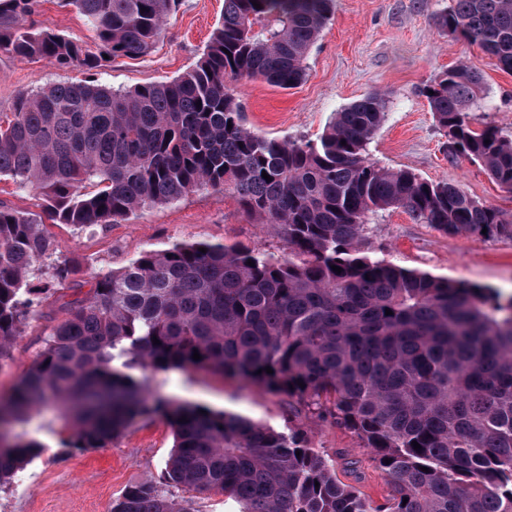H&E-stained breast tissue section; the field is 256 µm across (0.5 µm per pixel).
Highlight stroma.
I'll return each mask as SVG.
<instances>
[{"instance_id":"1","label":"stroma","mask_w":512,"mask_h":512,"mask_svg":"<svg viewBox=\"0 0 512 512\" xmlns=\"http://www.w3.org/2000/svg\"><path fill=\"white\" fill-rule=\"evenodd\" d=\"M453 0H335L328 23L306 60V76L284 90L255 80L233 84L244 106L247 127L293 141H316L334 112L367 93L387 98L386 116L367 147L378 166L407 169L420 178L460 186L474 200L512 216V191L500 188L476 163L448 153V138L436 125L423 86L440 71L462 63L484 78L483 106L475 127L495 126L512 139V73L479 46L454 39L435 25ZM224 13V0H179L160 40L146 55L120 58L101 70L100 84L124 90L172 80L192 68ZM88 46L95 36L85 18L65 0H41L29 20ZM78 67L56 68L0 55V111H10L19 93L48 82L88 79ZM56 251L44 271L76 265L79 280L119 269L146 250L175 242L221 243L261 248L277 256L287 249L277 227L247 213L229 191L201 189L179 201L136 211L118 224L81 229L51 224ZM362 255L435 277L512 295V239L451 236L413 221L403 209L370 218L360 243ZM53 323L31 314L13 356L0 364L4 398L44 346ZM151 393L176 403L200 405L270 426L279 431L299 424L313 447L334 464L343 483L373 504L387 495L383 473L349 431L328 421L296 417L287 402L256 387L205 370L149 369L140 372ZM42 454L0 487V512H112L132 485L164 486L166 462L174 445L168 422L143 417L103 448L64 447L67 431L56 414L43 417ZM358 460L350 473L346 460Z\"/></svg>"}]
</instances>
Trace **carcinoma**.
Wrapping results in <instances>:
<instances>
[{
  "mask_svg": "<svg viewBox=\"0 0 512 512\" xmlns=\"http://www.w3.org/2000/svg\"><path fill=\"white\" fill-rule=\"evenodd\" d=\"M38 2L0 0V54L94 72L149 53L178 0H68L94 28V51L32 30ZM257 2L224 0L201 58L169 82L125 91L50 83L0 112V176L44 201L40 214L0 204V364L30 309L77 272L64 265L31 280L54 249L47 221L117 224L144 206L228 189L288 249L279 258L179 242L76 284L44 349L0 402V486L42 453L35 420L54 404L70 422L67 448H102L135 419L164 417L174 434L167 486L228 495L238 512H512V298L358 249L369 217L390 208L453 236L512 239V218L455 184L370 162L381 93L336 113L315 142L246 127L229 83H301L333 0ZM436 25L512 71V0H455ZM482 94V77L464 64L422 90L437 125L455 131L448 153L512 191V140L471 122ZM147 367L238 378L349 431L373 450L385 502L374 507L341 482L299 428L153 398L132 374ZM19 423L35 427L19 436ZM112 512L196 510L144 483Z\"/></svg>",
  "mask_w": 512,
  "mask_h": 512,
  "instance_id": "1",
  "label": "carcinoma"
}]
</instances>
